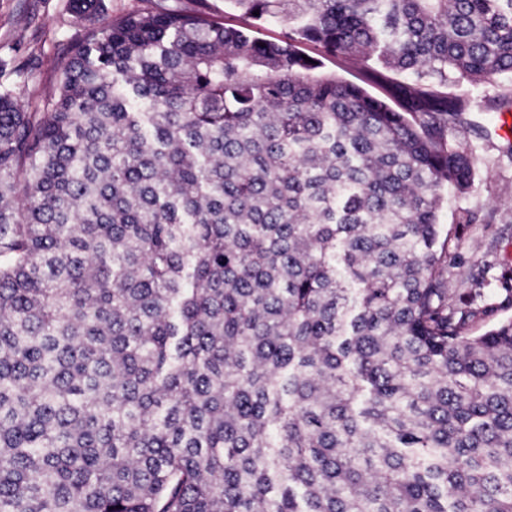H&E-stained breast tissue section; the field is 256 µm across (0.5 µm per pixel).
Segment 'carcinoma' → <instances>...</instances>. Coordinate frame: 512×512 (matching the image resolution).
Wrapping results in <instances>:
<instances>
[{
	"mask_svg": "<svg viewBox=\"0 0 512 512\" xmlns=\"http://www.w3.org/2000/svg\"><path fill=\"white\" fill-rule=\"evenodd\" d=\"M72 2L47 111L0 91V512H512V317L440 224L512 0ZM225 0H103L102 6L105 15L118 16L129 11L146 8H166L194 11L202 8L215 19L224 22L226 27L243 29L250 36L261 40L277 42L283 40L288 32V26L284 23H260L247 26L240 13L230 9ZM203 3L201 5L200 3ZM245 28V29H244ZM323 71L336 74L346 81L364 87L369 93L387 98L386 83L374 79L370 73L362 70L353 60L345 57L327 58L323 60ZM389 104L396 107V101L388 99Z\"/></svg>",
	"mask_w": 512,
	"mask_h": 512,
	"instance_id": "obj_1",
	"label": "carcinoma"
}]
</instances>
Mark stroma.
I'll list each match as a JSON object with an SVG mask.
<instances>
[{"label": "stroma", "mask_w": 512, "mask_h": 512, "mask_svg": "<svg viewBox=\"0 0 512 512\" xmlns=\"http://www.w3.org/2000/svg\"><path fill=\"white\" fill-rule=\"evenodd\" d=\"M102 6L112 17L147 7L201 9L225 26L273 42L288 31L282 23L246 25L224 0H102ZM84 35L70 0H0V90L24 111L40 108L60 84L61 61ZM456 135L476 145L477 165L471 190L449 197L441 211V224L452 232L448 302L461 305L479 286L486 303H497L502 280L512 277V147L492 133L479 137L466 127L457 128Z\"/></svg>", "instance_id": "35a3bbf8"}]
</instances>
